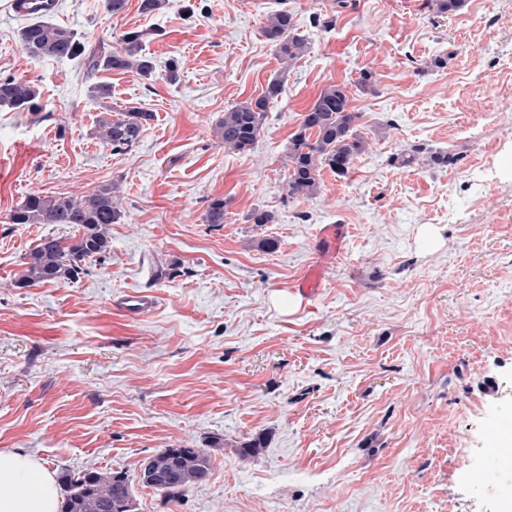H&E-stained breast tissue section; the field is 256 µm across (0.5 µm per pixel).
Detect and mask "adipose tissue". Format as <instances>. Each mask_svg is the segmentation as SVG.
Returning <instances> with one entry per match:
<instances>
[{"instance_id":"obj_1","label":"adipose tissue","mask_w":512,"mask_h":512,"mask_svg":"<svg viewBox=\"0 0 512 512\" xmlns=\"http://www.w3.org/2000/svg\"><path fill=\"white\" fill-rule=\"evenodd\" d=\"M53 473L32 456L0 450V512H58Z\"/></svg>"}]
</instances>
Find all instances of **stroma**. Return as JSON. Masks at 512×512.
Segmentation results:
<instances>
[{
	"mask_svg": "<svg viewBox=\"0 0 512 512\" xmlns=\"http://www.w3.org/2000/svg\"><path fill=\"white\" fill-rule=\"evenodd\" d=\"M282 10L309 38L287 68L263 32ZM49 18L90 48L143 32L154 70L32 57L0 0V78L41 93L39 111L0 109V450L131 477L165 448L210 454L208 479L177 498L134 486L137 512H504L512 475L469 476L512 414V0L443 15L427 0H168L151 14L127 0L115 15L57 0ZM280 73L251 150L225 149V110ZM330 83L350 90L367 149L348 177L325 167L316 195H288V143ZM132 108L154 118L113 153L98 122ZM416 144L457 161L396 162ZM104 186L123 213L106 256L18 287L43 236L79 228L14 224V208ZM218 197L224 221L207 223ZM327 224L345 247L304 301L292 285ZM134 291L155 308L122 311Z\"/></svg>",
	"mask_w": 512,
	"mask_h": 512,
	"instance_id": "stroma-1",
	"label": "stroma"
}]
</instances>
